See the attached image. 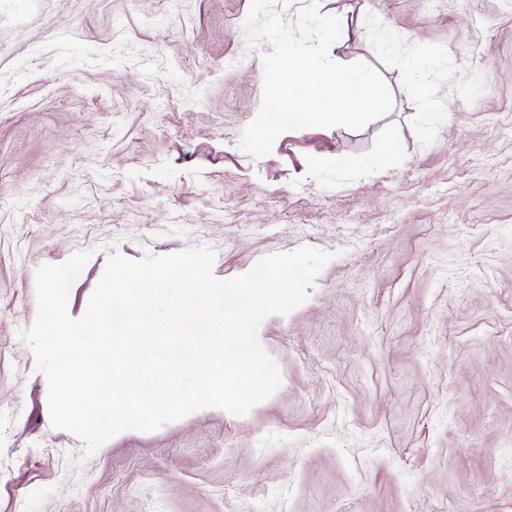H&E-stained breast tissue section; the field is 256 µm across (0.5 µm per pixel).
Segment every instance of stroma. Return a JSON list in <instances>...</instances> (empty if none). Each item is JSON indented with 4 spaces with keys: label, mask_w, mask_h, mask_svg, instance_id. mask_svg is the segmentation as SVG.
I'll return each instance as SVG.
<instances>
[{
    "label": "stroma",
    "mask_w": 512,
    "mask_h": 512,
    "mask_svg": "<svg viewBox=\"0 0 512 512\" xmlns=\"http://www.w3.org/2000/svg\"><path fill=\"white\" fill-rule=\"evenodd\" d=\"M249 5L0 0V512H512V0H319L392 106L261 158ZM202 245L220 281L333 253L259 328L280 389L84 457L20 336L37 268L90 252L78 310L110 254Z\"/></svg>",
    "instance_id": "35a3bbf8"
}]
</instances>
